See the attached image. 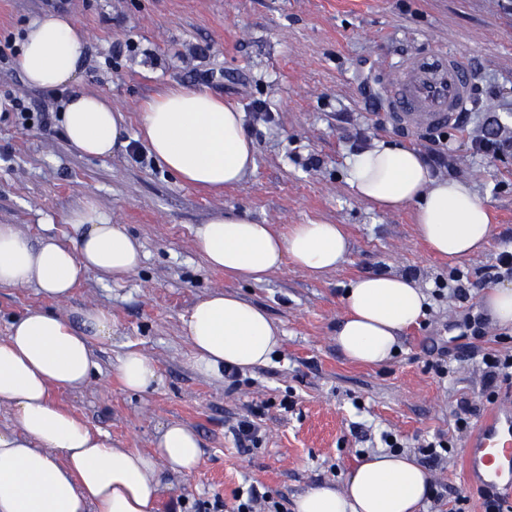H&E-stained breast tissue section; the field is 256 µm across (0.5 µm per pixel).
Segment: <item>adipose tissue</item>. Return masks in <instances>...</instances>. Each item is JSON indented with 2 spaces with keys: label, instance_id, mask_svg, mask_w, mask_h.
Instances as JSON below:
<instances>
[{
  "label": "adipose tissue",
  "instance_id": "obj_1",
  "mask_svg": "<svg viewBox=\"0 0 512 512\" xmlns=\"http://www.w3.org/2000/svg\"><path fill=\"white\" fill-rule=\"evenodd\" d=\"M84 56L75 23L48 14L28 25L20 66L30 86L68 88ZM59 121L70 144L90 156L111 154L123 130L122 113L90 93L72 94ZM140 134L161 167L196 188L222 192L255 165L241 113L203 89L176 86L147 101ZM346 182L354 197L380 209L413 207L416 232L437 255L462 260L490 238L489 210L472 187L432 178L414 149L375 142L350 159ZM66 223V239L48 234L36 242L0 224V287H34L64 302L88 272L119 282L141 267V243L93 200L72 210ZM196 244L212 269L253 282L287 265L323 276L350 248L339 224L282 228L231 214L199 226ZM342 302L337 347L351 360L381 365L396 353L400 333L423 317L427 298L413 278L380 271L353 281ZM183 332L195 368L217 378L228 367L245 371L270 361L282 340L263 309L222 290L195 304ZM111 336V312L89 307L27 312L0 337V405L12 414L0 426V512H153L162 469L198 468L200 439L184 425L162 426L152 452L141 453L117 447L109 434L52 402L51 388L89 382L91 342ZM119 375L136 392L160 382L153 359L139 349L125 353ZM429 487L428 472L413 456L382 452L365 457L343 485L304 492L294 512H420Z\"/></svg>",
  "mask_w": 512,
  "mask_h": 512
}]
</instances>
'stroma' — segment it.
Wrapping results in <instances>:
<instances>
[{"label":"stroma","mask_w":512,"mask_h":512,"mask_svg":"<svg viewBox=\"0 0 512 512\" xmlns=\"http://www.w3.org/2000/svg\"><path fill=\"white\" fill-rule=\"evenodd\" d=\"M50 11L45 0H0V43L11 44L0 61V95L10 91L54 112L62 100L28 86L19 67L20 33ZM66 15L87 40L75 90L107 97L122 111L125 132L111 155L90 157L60 126L47 132L0 117V224L34 240L61 237L66 216L90 198L140 240L145 258L120 283L86 274L63 303L33 288H0V337L31 310L111 311V338L91 345V380L52 389L51 397L123 448L151 451L167 423L198 434L199 467L188 475L162 471L153 512H225L252 486L279 512H294L306 490L342 483L367 455L382 452L385 431L413 455L436 436L451 444L429 470L441 497L423 512H450L458 498L464 512H482V486L464 467L472 433L458 430L455 418L467 415L475 425L490 408L482 352L512 351V328L495 325L479 305L485 267L512 246V157L473 155L467 140L486 118L512 114V0H71ZM440 47L472 62L471 120L447 136L455 179L492 213L488 245L465 260L432 255L411 210L379 211L346 184L348 157L374 141L424 148L425 138L393 130L366 97L387 63ZM208 70L206 91L242 112L256 149L254 169L221 194L186 185L152 155L136 159L128 149L144 102L197 86ZM227 212L260 224H340L351 251L322 278L287 267L260 283L232 280L210 269L195 244L197 227ZM454 269L472 283L462 303L435 292ZM382 270L413 275L428 306L401 334L391 361L355 363L334 341L342 295L358 276ZM218 288L259 306L283 331L268 363L233 380L199 372L183 332L194 304ZM469 317L481 318L485 335L467 334ZM132 348L157 365L152 391H128L118 379ZM440 358L447 374L431 368ZM249 416L259 439L243 450L232 430Z\"/></svg>","instance_id":"stroma-1"}]
</instances>
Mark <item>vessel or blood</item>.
<instances>
[{
    "label": "vessel or blood",
    "mask_w": 512,
    "mask_h": 512,
    "mask_svg": "<svg viewBox=\"0 0 512 512\" xmlns=\"http://www.w3.org/2000/svg\"><path fill=\"white\" fill-rule=\"evenodd\" d=\"M391 124L436 132L459 124L471 96L468 59L438 49L390 62L379 74ZM470 476L512 493V405H496L478 426L465 460Z\"/></svg>",
    "instance_id": "1"
}]
</instances>
